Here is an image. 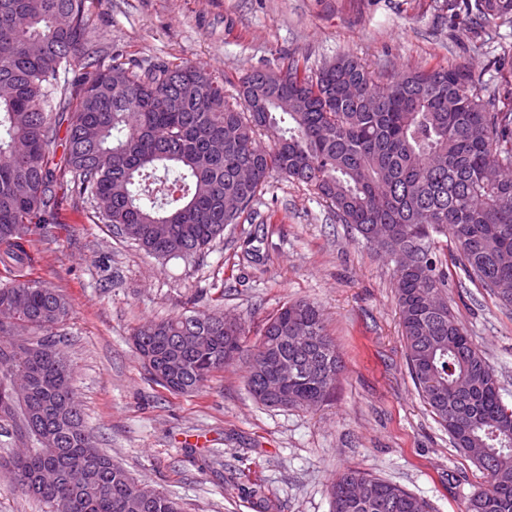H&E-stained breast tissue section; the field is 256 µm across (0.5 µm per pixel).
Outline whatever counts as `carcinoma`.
Masks as SVG:
<instances>
[{
	"mask_svg": "<svg viewBox=\"0 0 512 512\" xmlns=\"http://www.w3.org/2000/svg\"><path fill=\"white\" fill-rule=\"evenodd\" d=\"M512 19V0H448V23ZM84 0H0V430L26 440L34 454L10 462L16 485L47 512H184L160 491L137 508L133 477L103 452L70 413H83L58 329L70 314L64 293L31 279L34 236L52 238L62 193L90 203L89 219L158 258L204 253L237 223L224 198L247 209L275 174L312 187L344 224L368 242L387 233L406 363L419 396L454 447L479 445L485 484L465 512H512V409L493 367L448 305V266L438 237L455 246L465 277L512 307V105L481 87L465 66L404 72L386 83L358 58L340 55L310 75L299 61L274 73L255 70L224 97L211 74L189 64L135 68L120 57L88 62ZM83 69L68 86L60 74ZM66 131L58 156L51 146ZM269 130L273 146L256 135ZM413 255L400 267L397 254ZM22 328L41 353L15 356ZM185 336H206L195 348ZM224 331V315L195 313L151 322L132 336L137 353L158 369L169 358L179 375L152 379L175 394L197 391L229 357L246 358L253 398L259 356L275 353L301 366L288 378L290 408L327 401L343 364L322 311L308 301L266 319L258 344ZM31 375L27 402L13 399L14 377ZM46 466L56 484L40 488ZM81 468L86 483L67 473ZM256 512L274 505L260 485L248 488ZM332 512H431L427 500L399 484L348 469L329 488Z\"/></svg>",
	"mask_w": 512,
	"mask_h": 512,
	"instance_id": "cac0c4a2",
	"label": "carcinoma"
}]
</instances>
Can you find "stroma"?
Returning <instances> with one entry per match:
<instances>
[{"mask_svg": "<svg viewBox=\"0 0 512 512\" xmlns=\"http://www.w3.org/2000/svg\"><path fill=\"white\" fill-rule=\"evenodd\" d=\"M100 66L187 62L234 98L251 72L295 57L319 69L337 55L360 58L386 81L409 69L464 65L512 100V21L479 35L450 26L446 0H85ZM51 243L35 242L33 279L67 296L61 327L85 420L99 448L138 481L178 498L185 512H253L246 486H265L274 512H331L328 487L354 468L426 498L432 512H463L483 484L449 441L408 372L394 265L311 187L273 176L238 223L208 251L158 259L92 223L67 197ZM266 224L258 259L243 260ZM322 310L345 369L333 399L309 409L258 403L241 359L195 393L154 383L130 336L182 313L238 318L247 345L283 304ZM448 301L497 371L512 407V307L448 269ZM212 460L200 472L202 460ZM240 473L225 484L226 470Z\"/></svg>", "mask_w": 512, "mask_h": 512, "instance_id": "stroma-1", "label": "stroma"}]
</instances>
